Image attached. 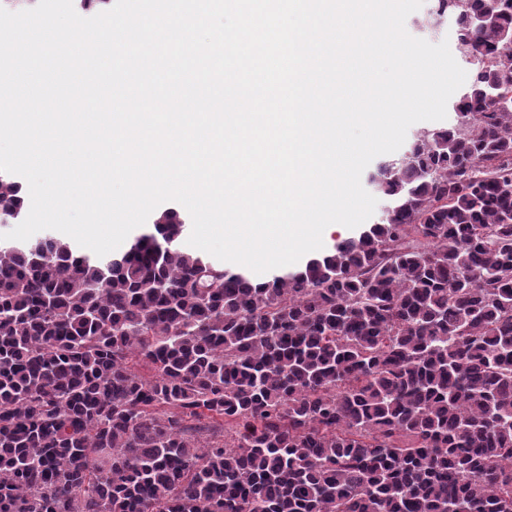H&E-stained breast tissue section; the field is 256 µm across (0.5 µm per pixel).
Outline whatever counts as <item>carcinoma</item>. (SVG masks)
<instances>
[{
  "label": "carcinoma",
  "mask_w": 512,
  "mask_h": 512,
  "mask_svg": "<svg viewBox=\"0 0 512 512\" xmlns=\"http://www.w3.org/2000/svg\"><path fill=\"white\" fill-rule=\"evenodd\" d=\"M427 15L473 66L454 120L302 270L188 251L174 209L115 256L0 241V512H512V0Z\"/></svg>",
  "instance_id": "carcinoma-1"
}]
</instances>
